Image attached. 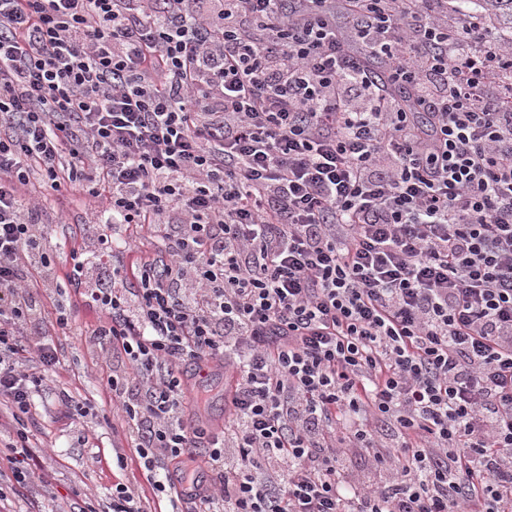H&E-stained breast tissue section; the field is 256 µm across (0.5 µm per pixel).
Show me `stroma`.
Returning <instances> with one entry per match:
<instances>
[{
    "instance_id": "35a3bbf8",
    "label": "stroma",
    "mask_w": 512,
    "mask_h": 512,
    "mask_svg": "<svg viewBox=\"0 0 512 512\" xmlns=\"http://www.w3.org/2000/svg\"><path fill=\"white\" fill-rule=\"evenodd\" d=\"M45 205L50 215H61L48 238L47 250L57 274L69 271L71 253L80 247L84 233L85 200L73 192L58 197L48 195ZM65 305L71 313L66 334L55 336L60 359L56 371L47 379L34 398L32 416L27 421L31 445L42 460L45 484L39 488H17L10 501L1 505L5 512H75L83 503H91L97 512H111L112 487L122 483L135 489L147 512H169L165 496L155 495L140 468L128 433L120 420L112 416V395L103 380L112 370L125 366L123 353H101L90 340L102 314L73 295ZM191 388L207 393L208 401L201 412H189L190 420L205 427H215L224 412V384L205 373L202 365L186 369ZM70 404L92 408L84 423H72L60 397ZM124 449L128 460L118 468L115 449Z\"/></svg>"
}]
</instances>
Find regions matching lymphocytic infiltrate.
<instances>
[{"label":"lymphocytic infiltrate","mask_w":512,"mask_h":512,"mask_svg":"<svg viewBox=\"0 0 512 512\" xmlns=\"http://www.w3.org/2000/svg\"><path fill=\"white\" fill-rule=\"evenodd\" d=\"M337 1L0 0V502L43 482L24 420L69 325L37 276L104 313L186 512H512V44L448 0H341L344 31ZM40 189L92 202L59 283ZM191 360L230 372L222 431L185 421Z\"/></svg>","instance_id":"lymphocytic-infiltrate-1"}]
</instances>
